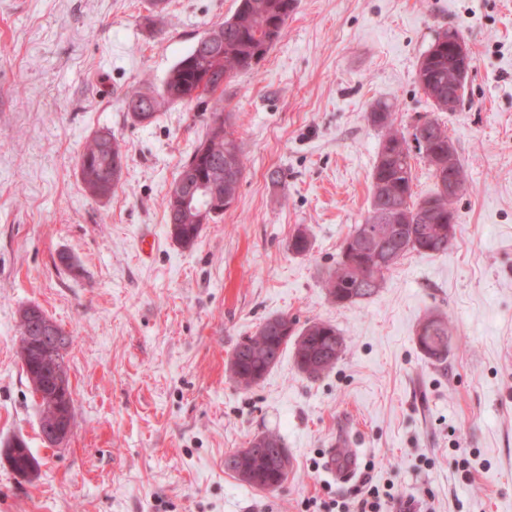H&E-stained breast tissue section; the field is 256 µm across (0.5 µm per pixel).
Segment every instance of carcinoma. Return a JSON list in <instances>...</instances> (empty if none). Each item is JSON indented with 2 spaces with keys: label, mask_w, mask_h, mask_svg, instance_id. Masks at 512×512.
I'll use <instances>...</instances> for the list:
<instances>
[{
  "label": "carcinoma",
  "mask_w": 512,
  "mask_h": 512,
  "mask_svg": "<svg viewBox=\"0 0 512 512\" xmlns=\"http://www.w3.org/2000/svg\"><path fill=\"white\" fill-rule=\"evenodd\" d=\"M296 0H240L235 13L218 25L224 32L221 45L209 43L208 35L199 37L191 48L182 55L167 74L162 89L158 93L133 92L126 95L125 103L129 114H134V102L147 103L157 113L165 103L194 104L207 106V98L217 91L224 90L240 72L253 69L282 37L288 17L295 8ZM448 44L434 41L425 54V62L418 70L416 80L425 95L436 98V107L442 108L440 94L448 93ZM223 97L214 99L210 111L213 112L205 138L195 148L191 156L181 166L178 175L192 173L196 177L204 174L214 188L224 193L229 201L224 208L214 210L209 202L203 208H182L175 204L173 194L167 198V224L172 239L183 248L195 245L203 230V225L224 213L238 197L244 174L242 153L232 133L225 129L222 120ZM367 119L384 130L383 140L371 178V209L364 222L356 225L343 241L336 267L324 279V288L331 302L352 305L372 298L378 289L368 287L376 279H384L393 266L407 253L440 254L448 252L456 234H448V208L454 200L448 198V173L433 170L438 183V191L417 202L412 201L413 169L411 159L418 154L425 159L448 152V130L433 119L422 121L420 133H404L394 128L392 112L387 104H379L368 113ZM221 123L222 135L214 133V124ZM125 155L118 141L107 148L93 138L78 157V168L84 189L96 196L95 189L107 182L115 170L123 171ZM397 218L395 228L398 239L387 243L385 253L389 259L382 267H377L374 252L363 250L356 270L347 269L344 257L347 245L359 241L370 224H379L383 215ZM310 241L306 231L297 230L288 242V251L304 255L309 251ZM450 328L448 319L435 315L433 332L417 339L419 349L430 360L442 362L448 358ZM293 346L297 368L306 372L304 363L324 361L323 367L308 374L312 379L332 369L344 349V339L336 327L326 321H312L301 329L286 315L265 319L255 335L239 343L233 353L238 359L239 375L244 379L243 389L252 388L254 377L264 378L272 369L270 359L281 357L288 346ZM264 443L260 458H247L242 463L251 472H263L260 480L246 481L251 487L262 491L275 492L288 480V475L268 469L265 455L288 453L279 435L261 433ZM18 445H9L7 454L13 471L27 474L36 470L37 461L28 448L27 442L19 438Z\"/></svg>",
  "instance_id": "cac0c4a2"
}]
</instances>
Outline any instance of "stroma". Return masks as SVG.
Here are the masks:
<instances>
[{
    "mask_svg": "<svg viewBox=\"0 0 512 512\" xmlns=\"http://www.w3.org/2000/svg\"><path fill=\"white\" fill-rule=\"evenodd\" d=\"M238 5L170 0L151 27L150 0H0V512H303L350 495L355 481L326 466L353 458L432 512H512V0H298L282 38L224 89L244 178L184 249L167 191L211 115L167 104L143 124L125 95L160 91ZM449 30L474 64L458 108L440 112L416 73ZM380 103L396 128H447L466 174L458 229L447 253L407 254L372 299L340 307L322 282L370 208L383 132L366 114ZM99 131L126 156L104 199L77 167ZM276 169L285 185L271 183ZM299 228L304 256L287 250ZM31 305L70 340L75 423L62 448L41 437L19 356ZM431 313L451 328L441 364L417 344ZM280 314L334 324L339 361L311 379L289 348L238 388L234 348ZM262 432L292 458L274 493L224 467ZM16 437L39 463L32 480L7 461Z\"/></svg>",
    "mask_w": 512,
    "mask_h": 512,
    "instance_id": "stroma-1",
    "label": "stroma"
}]
</instances>
